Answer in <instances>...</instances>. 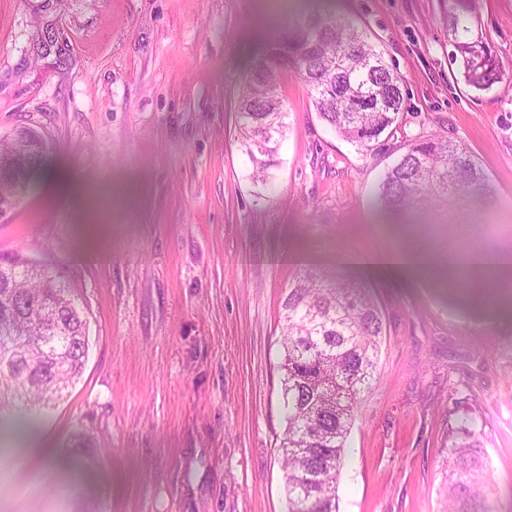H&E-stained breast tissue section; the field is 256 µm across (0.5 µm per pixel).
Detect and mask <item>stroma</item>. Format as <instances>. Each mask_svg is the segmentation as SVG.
<instances>
[{
    "mask_svg": "<svg viewBox=\"0 0 512 512\" xmlns=\"http://www.w3.org/2000/svg\"><path fill=\"white\" fill-rule=\"evenodd\" d=\"M308 0H0V137L47 149L0 215V257L78 287L89 351L68 398L0 435V512H287L279 317L301 262L361 281L384 316L375 379L347 439L339 512H446L442 465L462 418L484 433L512 512V267L484 304L436 270L358 264L402 249L377 203L407 144L438 131L487 173L486 218L512 249V0H481L503 80L451 68L439 0H330L403 80L378 153L330 132L294 73L269 188L237 143V100L266 36Z\"/></svg>",
    "mask_w": 512,
    "mask_h": 512,
    "instance_id": "obj_1",
    "label": "stroma"
}]
</instances>
